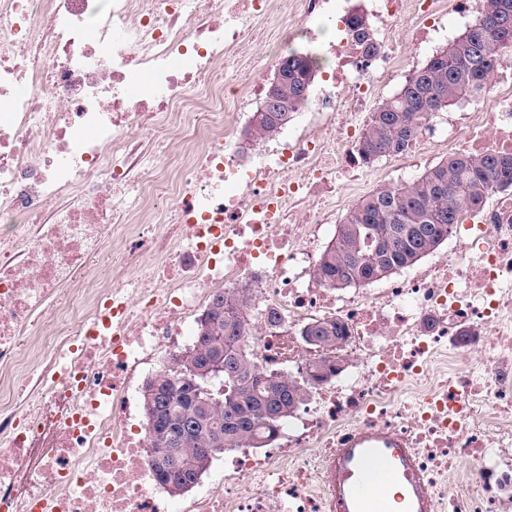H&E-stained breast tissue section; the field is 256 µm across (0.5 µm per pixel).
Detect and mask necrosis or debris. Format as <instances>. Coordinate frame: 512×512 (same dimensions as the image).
<instances>
[{"mask_svg":"<svg viewBox=\"0 0 512 512\" xmlns=\"http://www.w3.org/2000/svg\"><path fill=\"white\" fill-rule=\"evenodd\" d=\"M481 14L482 0H0V512H336L337 449L383 432L413 452L427 512H512V188L461 211L446 257L374 293L312 270L323 226L382 175L357 153L379 96L449 18ZM298 40L321 83L286 141L241 163L259 74ZM446 125L417 127L403 173L436 146L512 155V62ZM249 277L259 366L323 356L300 330L333 318L356 378L314 385L273 448L236 452L178 504L135 378L172 367L191 316Z\"/></svg>","mask_w":512,"mask_h":512,"instance_id":"obj_1","label":"necrosis or debris"}]
</instances>
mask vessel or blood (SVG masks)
<instances>
[{"mask_svg": "<svg viewBox=\"0 0 512 512\" xmlns=\"http://www.w3.org/2000/svg\"><path fill=\"white\" fill-rule=\"evenodd\" d=\"M338 512H425L427 500L409 449L394 440L336 455Z\"/></svg>", "mask_w": 512, "mask_h": 512, "instance_id": "1", "label": "vessel or blood"}]
</instances>
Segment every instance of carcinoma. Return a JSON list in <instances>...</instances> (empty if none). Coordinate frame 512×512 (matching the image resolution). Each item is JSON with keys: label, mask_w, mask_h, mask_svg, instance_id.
Wrapping results in <instances>:
<instances>
[{"label": "carcinoma", "mask_w": 512, "mask_h": 512, "mask_svg": "<svg viewBox=\"0 0 512 512\" xmlns=\"http://www.w3.org/2000/svg\"><path fill=\"white\" fill-rule=\"evenodd\" d=\"M512 0H486L482 17L446 48L414 69L400 90L372 113L359 152L365 161L400 154L416 125L457 102L474 97L502 63L500 50L512 47ZM313 62L288 54L279 99L284 112H256L248 135H274L288 123L291 111L308 99ZM512 186V156L450 154L407 183L376 188L356 201L334 238L321 253L314 272L329 288L369 285L413 266L448 240L461 209L482 203L492 188ZM256 306L250 285L216 294L197 321L189 351L224 356L229 368L221 379L200 372L202 362H182L158 372L143 388L154 471L163 483L190 491L214 455L234 448H263L283 422L306 403L309 388L321 376L341 367L331 355L345 336L334 319L308 323L303 331L328 351L306 364L307 378L258 367L249 345V326Z\"/></svg>", "instance_id": "1"}]
</instances>
